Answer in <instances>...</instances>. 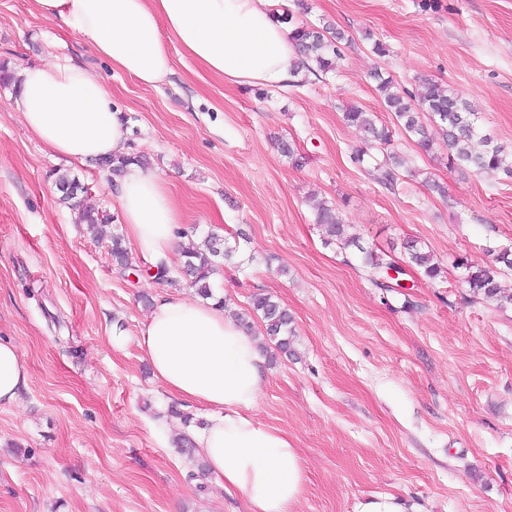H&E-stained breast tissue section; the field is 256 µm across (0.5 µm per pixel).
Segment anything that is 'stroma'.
Here are the masks:
<instances>
[{
  "instance_id": "1",
  "label": "stroma",
  "mask_w": 512,
  "mask_h": 512,
  "mask_svg": "<svg viewBox=\"0 0 512 512\" xmlns=\"http://www.w3.org/2000/svg\"><path fill=\"white\" fill-rule=\"evenodd\" d=\"M289 10L347 40L333 70L283 89L225 83L173 41L169 76L141 85L35 0H0V62L98 76L127 121L130 155L166 179L183 229L230 248L213 278L225 313H247L258 294L288 309L294 353L267 361L252 414L304 460L297 512H354L382 492L422 512H512V304L474 296L464 269L512 251V176L448 168L444 147L425 153L400 132L388 150L366 148L344 119L355 106L393 125L374 71L411 92L429 78L512 151V0H303ZM15 96L0 86V340L17 344L29 376L18 401L0 406V512H248L177 447L184 426L169 409L179 401L137 343L153 300L193 289L115 266L111 239L124 226L112 175L53 157ZM387 152L405 161L391 187L374 171ZM59 169L108 215L98 231L59 203ZM321 201L361 249L325 244ZM409 240L439 275L408 269L405 296L377 287L362 250L401 261Z\"/></svg>"
}]
</instances>
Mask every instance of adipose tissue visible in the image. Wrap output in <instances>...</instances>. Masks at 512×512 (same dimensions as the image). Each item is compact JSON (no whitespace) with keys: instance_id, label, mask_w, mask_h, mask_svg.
Instances as JSON below:
<instances>
[{"instance_id":"obj_1","label":"adipose tissue","mask_w":512,"mask_h":512,"mask_svg":"<svg viewBox=\"0 0 512 512\" xmlns=\"http://www.w3.org/2000/svg\"><path fill=\"white\" fill-rule=\"evenodd\" d=\"M41 16L62 20L113 69L156 86L171 69L173 37L202 70L224 82L271 88L304 79L288 0H35ZM15 109L56 158L84 162L127 154L128 128L100 79L76 66L33 65L18 75ZM116 196L127 238L144 256L178 251L181 212L166 180L130 166ZM138 345L167 393L206 406L194 429L208 474L236 489L249 512H295L305 490L302 458L284 432L252 414L264 383L255 336L213 300L162 295ZM28 369L16 344L0 341V404L15 403Z\"/></svg>"}]
</instances>
